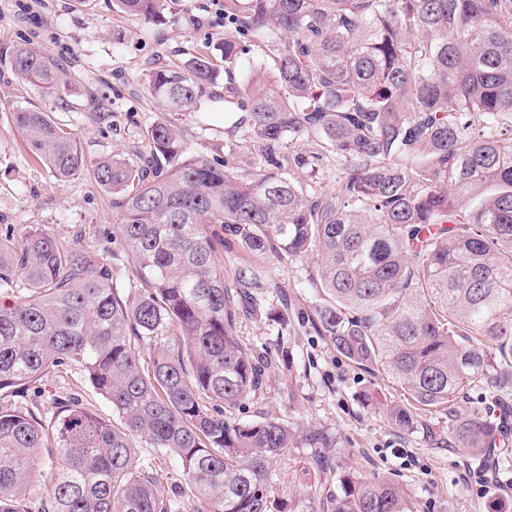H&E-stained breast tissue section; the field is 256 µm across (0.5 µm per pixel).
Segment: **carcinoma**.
Masks as SVG:
<instances>
[{
	"mask_svg": "<svg viewBox=\"0 0 512 512\" xmlns=\"http://www.w3.org/2000/svg\"><path fill=\"white\" fill-rule=\"evenodd\" d=\"M168 0H113L148 21ZM224 51L147 62L143 83L165 116L143 144L95 164L112 194L113 225L141 288L130 298L112 266L64 247L46 228L0 235V391H22L50 370L81 371L112 404L117 428L77 398L49 421L0 406V512L26 500L44 462L57 480L43 512H178L151 471L133 466L141 438L174 456L194 490V512H280L268 472L288 448L336 458L340 438L274 418L240 422L224 409L265 383L267 357L235 324L255 265L226 281L225 240L254 254L317 252L316 320L338 353L383 370L410 399L386 406L391 424L417 426L421 407L448 409V441L512 463L501 426L448 408L473 385L499 401L512 388V0H224ZM273 48V68L236 79L247 43ZM15 76L61 95L54 58L10 51ZM224 73V93L211 90ZM224 102V163L182 145L179 117ZM34 157L60 180L87 159L49 113H12ZM311 147L285 150L284 141ZM257 151L253 169L233 158ZM336 155V191L294 181ZM181 332L174 352L157 343ZM153 345L149 363L135 345ZM332 512H411L403 487L346 476Z\"/></svg>",
	"mask_w": 512,
	"mask_h": 512,
	"instance_id": "obj_1",
	"label": "carcinoma"
}]
</instances>
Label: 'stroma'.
Returning a JSON list of instances; mask_svg holds the SVG:
<instances>
[{
	"label": "stroma",
	"instance_id": "35a3bbf8",
	"mask_svg": "<svg viewBox=\"0 0 512 512\" xmlns=\"http://www.w3.org/2000/svg\"><path fill=\"white\" fill-rule=\"evenodd\" d=\"M224 17L212 0H169L161 19L145 21L112 10V0H0V231L21 238L42 226L66 246L87 249L112 265L118 288L135 294L139 282L131 254L112 234L111 193L97 183L93 163L136 142L141 128L160 119L140 83L151 59L178 60L209 47L220 54ZM31 44L62 63L64 98L19 81L6 50ZM39 108L79 140L90 164L78 178L57 180L34 159L13 125L18 106ZM188 149L224 158V106L183 116ZM217 257L226 278L244 263L264 267L268 287L256 308L241 311L236 334L272 359L266 383L231 416L242 422L274 417L295 427L336 433L342 449L330 470L313 467V449L291 448L269 472L271 495L286 512H329L339 490L337 472L379 474L406 491L412 512H512V471L483 481L472 453L448 441L447 412H420L416 429L392 425L383 407L402 399V386L385 373L354 364L324 336L315 316L321 295L310 258L277 259L225 242ZM79 396L95 412L119 423L111 404L76 369L53 371L24 396L0 392V404L52 417L60 401ZM134 464L157 472L166 496L192 512L193 495L179 463L161 449L137 442Z\"/></svg>",
	"mask_w": 512,
	"mask_h": 512
}]
</instances>
